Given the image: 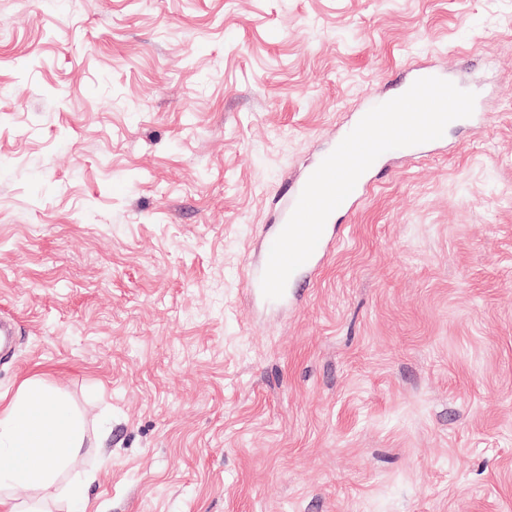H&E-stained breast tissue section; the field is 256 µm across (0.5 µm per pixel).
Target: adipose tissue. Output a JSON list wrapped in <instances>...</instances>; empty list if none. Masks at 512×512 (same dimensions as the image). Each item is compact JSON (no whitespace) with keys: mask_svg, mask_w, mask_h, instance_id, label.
<instances>
[{"mask_svg":"<svg viewBox=\"0 0 512 512\" xmlns=\"http://www.w3.org/2000/svg\"><path fill=\"white\" fill-rule=\"evenodd\" d=\"M80 446L72 415L36 385H26L14 400L0 406V512H41L39 501L18 503L14 489L35 490L54 483ZM20 448L32 460L23 471L13 464Z\"/></svg>","mask_w":512,"mask_h":512,"instance_id":"obj_1","label":"adipose tissue"}]
</instances>
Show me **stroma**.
Listing matches in <instances>:
<instances>
[{
	"instance_id": "stroma-1",
	"label": "stroma",
	"mask_w": 512,
	"mask_h": 512,
	"mask_svg": "<svg viewBox=\"0 0 512 512\" xmlns=\"http://www.w3.org/2000/svg\"><path fill=\"white\" fill-rule=\"evenodd\" d=\"M420 62L475 120L257 310L274 195ZM0 315L83 437L47 512H512V0H0Z\"/></svg>"
}]
</instances>
